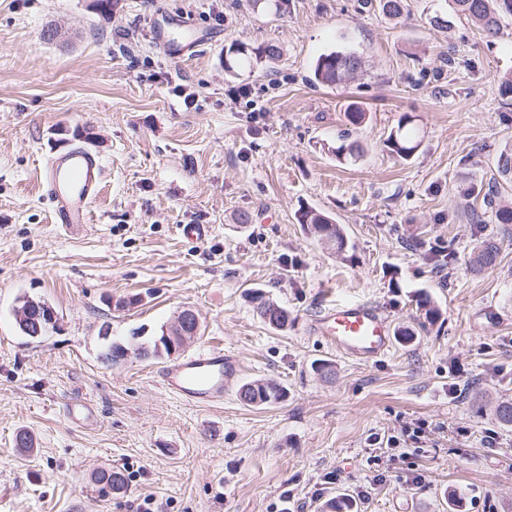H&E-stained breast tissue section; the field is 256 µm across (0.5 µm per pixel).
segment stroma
Returning a JSON list of instances; mask_svg holds the SVG:
<instances>
[{
  "label": "stroma",
  "mask_w": 512,
  "mask_h": 512,
  "mask_svg": "<svg viewBox=\"0 0 512 512\" xmlns=\"http://www.w3.org/2000/svg\"><path fill=\"white\" fill-rule=\"evenodd\" d=\"M112 3L106 15L97 0H0V512H141L146 501L152 512H320L337 494L357 512H512V426L495 416L512 400V224L488 227L502 244L495 268L470 263L474 190L499 179L512 149V103L499 95L512 19L489 45L455 15L431 28L441 0H407L396 21L358 0ZM166 13L192 18L208 42L166 57L152 37ZM234 42L280 56L230 75ZM344 48L362 72L311 86L315 59ZM183 79L194 107L175 90ZM405 115L419 143L407 160L383 145ZM344 132L364 149L353 165L333 153ZM76 145L102 157L106 179L89 223L65 231L40 174ZM499 181L511 198L512 181ZM304 206L341 225L349 258L298 223ZM182 224L209 235L188 242ZM436 243L456 253L450 273L428 259ZM256 289L290 311L288 330L256 314ZM26 297L55 309L57 329L19 331ZM343 300L389 318L383 359H349L309 334ZM184 307L201 322L188 350L220 342L241 360L221 405L182 404L152 378L167 358L131 352ZM110 343L128 356L105 363ZM255 379L285 398L244 404L238 390ZM81 403L92 419L71 417ZM20 430L30 450L15 447ZM111 466L128 485L104 496L94 475Z\"/></svg>",
  "instance_id": "1"
}]
</instances>
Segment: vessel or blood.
Listing matches in <instances>:
<instances>
[{"label":"vessel or blood","instance_id":"1","mask_svg":"<svg viewBox=\"0 0 512 512\" xmlns=\"http://www.w3.org/2000/svg\"><path fill=\"white\" fill-rule=\"evenodd\" d=\"M155 40L165 53L182 59L195 48L192 37L177 39L156 29ZM106 176L102 161L84 147L49 157L41 184L49 198L55 224L71 227L88 223L91 207ZM310 332L339 354L363 362L385 357L392 349V327L378 308L364 301H340L325 309ZM241 371L239 360L223 346L200 348L182 360L160 368L159 385L184 404L199 407L222 404L227 384Z\"/></svg>","mask_w":512,"mask_h":512}]
</instances>
